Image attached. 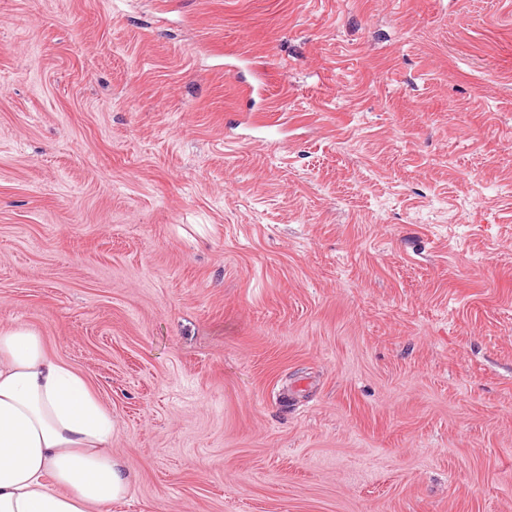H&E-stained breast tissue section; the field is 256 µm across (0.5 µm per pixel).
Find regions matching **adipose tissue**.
<instances>
[{
  "label": "adipose tissue",
  "instance_id": "obj_1",
  "mask_svg": "<svg viewBox=\"0 0 512 512\" xmlns=\"http://www.w3.org/2000/svg\"><path fill=\"white\" fill-rule=\"evenodd\" d=\"M114 422L37 331L0 328V512H97L123 499Z\"/></svg>",
  "mask_w": 512,
  "mask_h": 512
}]
</instances>
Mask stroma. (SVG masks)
I'll use <instances>...</instances> for the list:
<instances>
[{"instance_id":"stroma-1","label":"stroma","mask_w":512,"mask_h":512,"mask_svg":"<svg viewBox=\"0 0 512 512\" xmlns=\"http://www.w3.org/2000/svg\"><path fill=\"white\" fill-rule=\"evenodd\" d=\"M15 325L102 512H512V0H0Z\"/></svg>"}]
</instances>
